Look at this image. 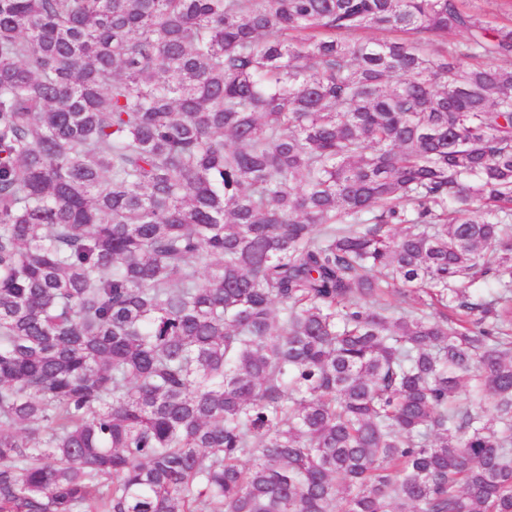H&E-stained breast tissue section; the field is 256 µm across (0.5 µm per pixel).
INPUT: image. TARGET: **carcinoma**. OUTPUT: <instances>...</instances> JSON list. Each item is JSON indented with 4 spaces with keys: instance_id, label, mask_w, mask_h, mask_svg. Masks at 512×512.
<instances>
[{
    "instance_id": "carcinoma-1",
    "label": "carcinoma",
    "mask_w": 512,
    "mask_h": 512,
    "mask_svg": "<svg viewBox=\"0 0 512 512\" xmlns=\"http://www.w3.org/2000/svg\"><path fill=\"white\" fill-rule=\"evenodd\" d=\"M500 58L469 0H0V512H512Z\"/></svg>"
}]
</instances>
